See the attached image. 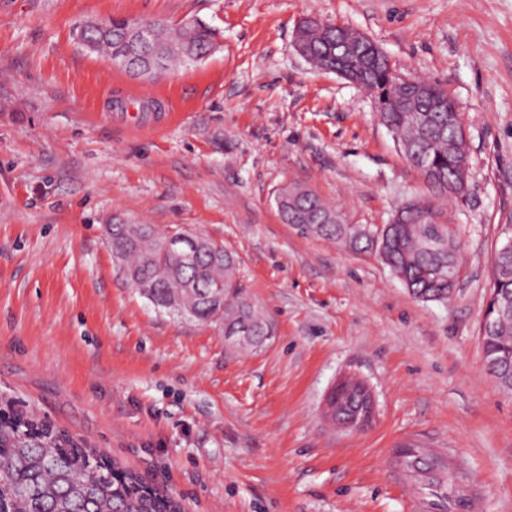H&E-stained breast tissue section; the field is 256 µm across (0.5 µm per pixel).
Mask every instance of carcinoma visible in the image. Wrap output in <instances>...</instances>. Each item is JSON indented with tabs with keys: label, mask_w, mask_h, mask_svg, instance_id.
Returning a JSON list of instances; mask_svg holds the SVG:
<instances>
[{
	"label": "carcinoma",
	"mask_w": 512,
	"mask_h": 512,
	"mask_svg": "<svg viewBox=\"0 0 512 512\" xmlns=\"http://www.w3.org/2000/svg\"><path fill=\"white\" fill-rule=\"evenodd\" d=\"M318 66L336 68V44L348 38V28L331 26L303 31ZM212 30L195 22L161 28L149 27L140 45L151 54L161 49L165 65L200 62L212 48ZM77 41L96 45L111 59L124 56L132 44L125 20L85 22ZM393 66L385 61L362 80L380 106L382 124L394 135L406 160L419 170L431 190L428 197L407 201L402 222L387 229L348 224L313 191L293 187L280 191L276 206L281 219L303 235L343 244L355 252L372 253L417 299L428 302L448 298L450 282L459 277L460 242L452 225L442 221L438 200L448 186L462 184V161L456 144L463 117L448 111L453 101L439 86L417 80L420 94L410 101L405 90L393 88ZM413 104L417 113L406 111ZM168 234L148 224H114L108 246L123 257L137 281L153 285V298L164 306L191 288V316L201 322L224 321V327L260 344L272 324L245 294L237 276L235 256L210 239L200 237L195 264L187 266L163 249ZM490 297L494 306L490 335H481L489 372L503 390L512 391V244L501 246L492 261ZM360 389L349 382L332 401L336 420L357 409ZM414 450L403 452V464L425 475L426 484L449 483L452 474L442 468L422 469L414 463ZM0 512H181V505L166 491L149 487L118 462L86 448L63 431L22 413L0 423Z\"/></svg>",
	"instance_id": "cac0c4a2"
}]
</instances>
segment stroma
<instances>
[{"label":"stroma","instance_id":"stroma-1","mask_svg":"<svg viewBox=\"0 0 512 512\" xmlns=\"http://www.w3.org/2000/svg\"><path fill=\"white\" fill-rule=\"evenodd\" d=\"M307 17L364 33L462 113L450 299L419 301L376 256L281 220L292 183L364 226L429 193L373 98L295 52ZM111 18L198 19L214 47L136 79L75 39ZM116 214L232 252L273 336L247 349L156 309L107 244ZM511 238L512 0H0V405L184 512H417L415 493L434 494L396 463L413 439L479 488L481 512H512V392L480 347L492 257ZM345 377L374 398L360 429L328 415Z\"/></svg>","mask_w":512,"mask_h":512}]
</instances>
